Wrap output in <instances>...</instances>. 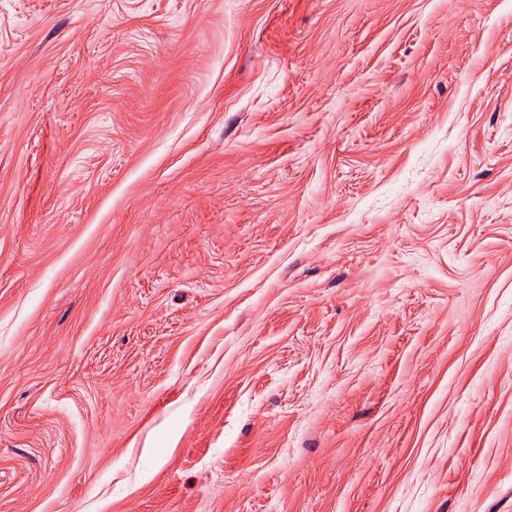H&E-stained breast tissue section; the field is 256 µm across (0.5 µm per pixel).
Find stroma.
<instances>
[{"label":"stroma","mask_w":512,"mask_h":512,"mask_svg":"<svg viewBox=\"0 0 512 512\" xmlns=\"http://www.w3.org/2000/svg\"><path fill=\"white\" fill-rule=\"evenodd\" d=\"M0 512H512V0H0Z\"/></svg>","instance_id":"obj_1"}]
</instances>
